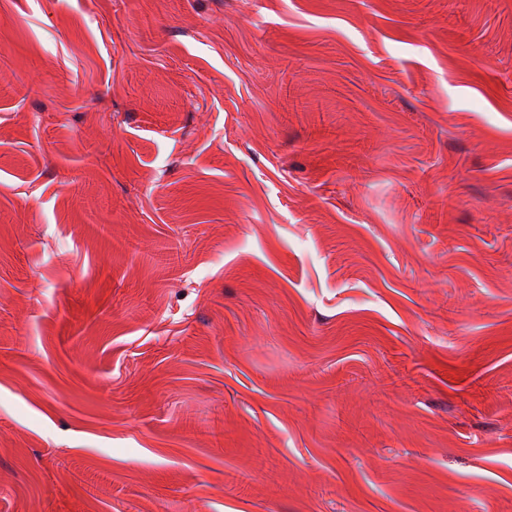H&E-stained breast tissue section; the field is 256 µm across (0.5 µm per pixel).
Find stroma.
<instances>
[{"instance_id":"stroma-1","label":"stroma","mask_w":512,"mask_h":512,"mask_svg":"<svg viewBox=\"0 0 512 512\" xmlns=\"http://www.w3.org/2000/svg\"><path fill=\"white\" fill-rule=\"evenodd\" d=\"M0 512H512V0H0Z\"/></svg>"}]
</instances>
